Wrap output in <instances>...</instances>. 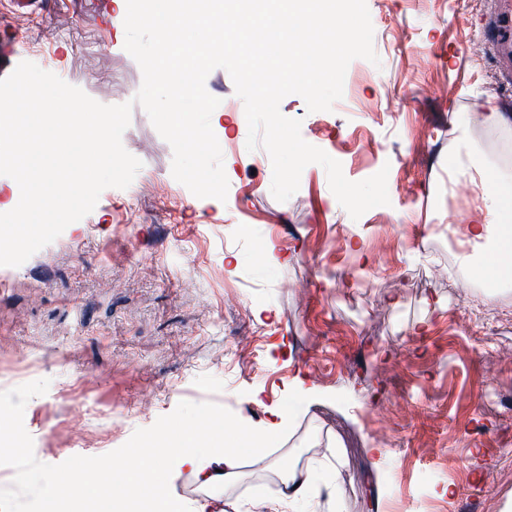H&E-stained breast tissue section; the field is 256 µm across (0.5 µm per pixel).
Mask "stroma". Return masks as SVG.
Wrapping results in <instances>:
<instances>
[{
	"label": "stroma",
	"mask_w": 512,
	"mask_h": 512,
	"mask_svg": "<svg viewBox=\"0 0 512 512\" xmlns=\"http://www.w3.org/2000/svg\"><path fill=\"white\" fill-rule=\"evenodd\" d=\"M379 64L350 62L343 97L281 113L357 182L388 168L389 205L352 219L316 163L285 202L272 162L248 151L244 104L214 69L226 201L174 179L173 150L134 105L128 188L18 267L0 266V512H41L50 482L132 460L178 426L247 421L266 446L241 477L200 488L160 467L156 485L219 512H512V272L489 274L494 244L477 170L512 183V109L502 61L478 48L512 0H367ZM0 79L30 61L96 101L132 102L143 75L113 0H51L26 14ZM303 377L319 401L269 430L268 408ZM384 449L374 459V449ZM325 471L279 502L281 464Z\"/></svg>",
	"instance_id": "1"
}]
</instances>
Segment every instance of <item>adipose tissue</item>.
<instances>
[{"label": "adipose tissue", "instance_id": "adipose-tissue-1", "mask_svg": "<svg viewBox=\"0 0 512 512\" xmlns=\"http://www.w3.org/2000/svg\"><path fill=\"white\" fill-rule=\"evenodd\" d=\"M481 190L486 209L496 214L497 220L482 223L475 236L496 241V269L511 268L512 223L507 222L506 217L512 214V188L493 186L491 177L486 175L482 178ZM212 433L216 447L212 453H198V435L185 427L162 450L140 455L134 467L107 465L93 473L72 477L48 491L44 512H58L60 505L72 502L90 505L91 512H126L131 498L153 487L157 468L163 461L190 468L205 486L220 481L232 483L238 476L242 449L261 448L264 435L242 426L235 428L228 438L220 425L213 428Z\"/></svg>", "mask_w": 512, "mask_h": 512}]
</instances>
